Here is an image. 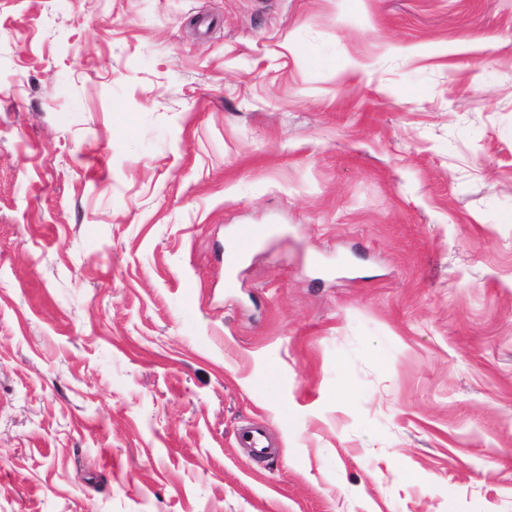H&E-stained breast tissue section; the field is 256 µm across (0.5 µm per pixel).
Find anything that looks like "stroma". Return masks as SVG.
I'll return each instance as SVG.
<instances>
[{
	"label": "stroma",
	"mask_w": 512,
	"mask_h": 512,
	"mask_svg": "<svg viewBox=\"0 0 512 512\" xmlns=\"http://www.w3.org/2000/svg\"><path fill=\"white\" fill-rule=\"evenodd\" d=\"M0 512H512V0H0ZM239 443L243 448H250L255 457H263L271 450L266 430L259 426L243 432L239 437Z\"/></svg>",
	"instance_id": "stroma-1"
}]
</instances>
